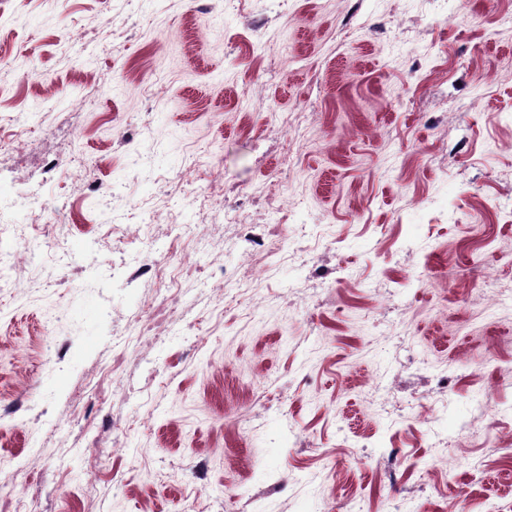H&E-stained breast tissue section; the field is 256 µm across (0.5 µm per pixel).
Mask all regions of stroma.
I'll return each instance as SVG.
<instances>
[{"label":"stroma","instance_id":"1","mask_svg":"<svg viewBox=\"0 0 512 512\" xmlns=\"http://www.w3.org/2000/svg\"><path fill=\"white\" fill-rule=\"evenodd\" d=\"M464 2L447 20L435 0H0V139L27 132L0 178L61 212L14 248L70 244L0 292V471L23 469L37 512L512 505V0ZM145 149L152 200H87ZM231 184L280 262L228 306L208 275L242 228L199 191ZM174 199L181 329L120 353L162 296L112 267L146 261L135 235L165 237Z\"/></svg>","mask_w":512,"mask_h":512}]
</instances>
